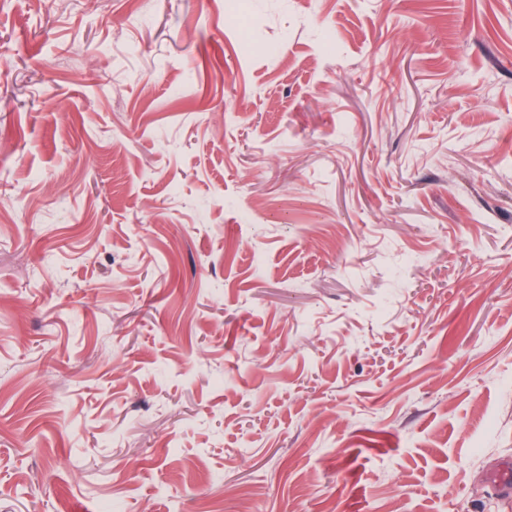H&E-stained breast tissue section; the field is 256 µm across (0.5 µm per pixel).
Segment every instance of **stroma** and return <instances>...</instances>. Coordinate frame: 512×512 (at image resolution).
Listing matches in <instances>:
<instances>
[{"label":"stroma","mask_w":512,"mask_h":512,"mask_svg":"<svg viewBox=\"0 0 512 512\" xmlns=\"http://www.w3.org/2000/svg\"><path fill=\"white\" fill-rule=\"evenodd\" d=\"M230 3L0 0V512H512V0Z\"/></svg>","instance_id":"stroma-1"}]
</instances>
